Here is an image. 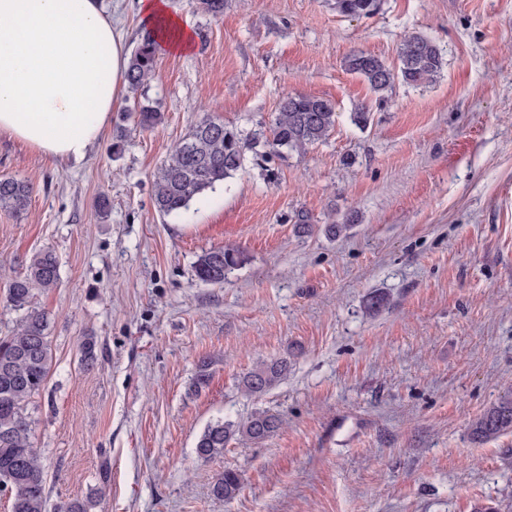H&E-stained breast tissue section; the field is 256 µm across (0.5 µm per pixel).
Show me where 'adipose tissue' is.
I'll return each instance as SVG.
<instances>
[{"instance_id": "1", "label": "adipose tissue", "mask_w": 512, "mask_h": 512, "mask_svg": "<svg viewBox=\"0 0 512 512\" xmlns=\"http://www.w3.org/2000/svg\"><path fill=\"white\" fill-rule=\"evenodd\" d=\"M161 53L193 34L168 0H139ZM129 54L102 0H0V134L61 163L97 145L127 87Z\"/></svg>"}]
</instances>
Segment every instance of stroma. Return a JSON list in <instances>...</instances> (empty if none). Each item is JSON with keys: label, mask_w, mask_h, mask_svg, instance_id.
<instances>
[{"label": "stroma", "mask_w": 512, "mask_h": 512, "mask_svg": "<svg viewBox=\"0 0 512 512\" xmlns=\"http://www.w3.org/2000/svg\"><path fill=\"white\" fill-rule=\"evenodd\" d=\"M170 7L191 52L159 56L80 166L0 135V177L35 187L22 215L0 211V336L17 318L6 280L38 250L60 262L59 287L34 297L52 364L27 409L47 512L76 498L93 512H512V433L470 437L512 390V0H382L368 18L334 0ZM411 32L441 48L440 76L396 83L359 129L350 114L372 95L346 57L394 64ZM291 93L335 104L324 141L247 157L188 211L158 214L176 141L207 117L269 129ZM137 99L160 124L140 128ZM222 246L245 263L202 283L197 255ZM374 291L386 303L371 316ZM279 357L287 376L244 395V373ZM263 410L284 418L276 434L197 458L210 421ZM227 469L242 477L231 500L212 493Z\"/></svg>", "instance_id": "35a3bbf8"}]
</instances>
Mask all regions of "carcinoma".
I'll return each instance as SVG.
<instances>
[{
    "mask_svg": "<svg viewBox=\"0 0 512 512\" xmlns=\"http://www.w3.org/2000/svg\"><path fill=\"white\" fill-rule=\"evenodd\" d=\"M381 0H335L334 8L342 15L369 17L378 12ZM398 69L379 57L364 52L345 60V69L362 78L368 89L383 100L396 79L412 87H426L436 81L444 61L440 48L429 37L411 33L404 37ZM155 41L150 33L131 55L125 74L128 88L137 90L156 73ZM138 125L153 128L160 120L154 107L137 104ZM338 118L335 105L326 99L289 94L279 103L269 134L243 136L223 121L205 118L190 133L176 142L157 173L153 202L162 216L179 214L207 190L226 182L243 169L246 153L261 157L280 156L286 152L302 153L326 139ZM33 186L15 177L0 178V211L22 214L26 211ZM246 260L238 248H211L194 262L197 279L205 284L222 285L228 271ZM60 283L55 253L42 249L29 258L24 273L12 278L6 299L20 312L10 334L0 337V488L11 491L10 512H46L45 479L40 454L31 441L27 407L43 390L49 374L52 352L50 313L32 305L34 292L50 291ZM288 374V358L264 361L241 379V390L262 395L274 388ZM283 425L282 418L268 411L252 414L241 422L216 419L204 428L195 451L204 460L224 453L230 440L241 438L254 443L271 437ZM512 432V393L502 396L486 408L471 424V436L480 441ZM241 489L240 474L224 470L212 485V494L233 499Z\"/></svg>",
    "mask_w": 512,
    "mask_h": 512,
    "instance_id": "obj_1",
    "label": "carcinoma"
}]
</instances>
